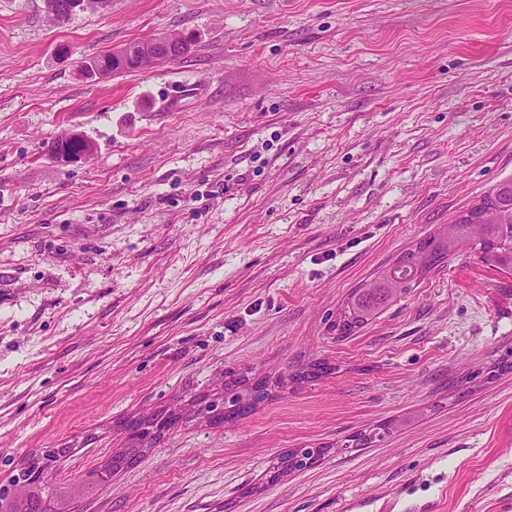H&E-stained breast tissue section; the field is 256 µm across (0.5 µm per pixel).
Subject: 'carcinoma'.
Instances as JSON below:
<instances>
[{"label":"carcinoma","instance_id":"1","mask_svg":"<svg viewBox=\"0 0 512 512\" xmlns=\"http://www.w3.org/2000/svg\"><path fill=\"white\" fill-rule=\"evenodd\" d=\"M73 0H44V8L50 20L57 23L70 19L74 12ZM153 41L134 42L142 47L141 58L124 54V49L100 53L82 61L81 70L88 74L121 73L142 69L158 63L153 55ZM94 145L80 134H70L51 144L53 157L61 164L73 154H93ZM481 201L497 211V218L489 224L474 222L475 211L470 210L459 219L451 221L427 235L416 245L402 252L393 264L380 271L366 288L353 291L342 303L332 325L336 335L349 336L366 326L400 296L414 288L430 271L438 268L460 250H470L491 262L504 274H512V178L498 183ZM239 395L227 389L224 396L206 398L199 402L198 411L204 413L226 402L235 403ZM150 421H136L128 429L132 441L151 438ZM64 448H49L33 460L31 470L21 472L0 491V512H74L69 497L55 482V474ZM133 449L128 448L102 465L86 471L80 478L82 490L92 492L112 483L113 474L125 465ZM37 471L31 477V471Z\"/></svg>","mask_w":512,"mask_h":512}]
</instances>
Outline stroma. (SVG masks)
Masks as SVG:
<instances>
[{"label": "stroma", "mask_w": 512, "mask_h": 512, "mask_svg": "<svg viewBox=\"0 0 512 512\" xmlns=\"http://www.w3.org/2000/svg\"><path fill=\"white\" fill-rule=\"evenodd\" d=\"M171 31L188 54L79 73ZM508 177L512 0H0V481L63 448L73 485L172 416L80 512H512V275L463 251L331 328ZM230 382L246 414L194 415ZM294 448L322 454L270 481ZM154 40L144 42H133L128 45L133 47H142L144 51L141 59L132 58L130 55H124L123 52L128 47H125L113 51L100 53L88 58H85L81 63V71H85L88 74H107L111 75L114 73H121L124 71L142 69L153 64L159 63L158 55L153 56V44ZM146 47V48H145ZM94 152V145L80 134H70L55 139L51 144L53 157L61 164L65 163V157L73 154H89Z\"/></svg>", "instance_id": "1"}]
</instances>
